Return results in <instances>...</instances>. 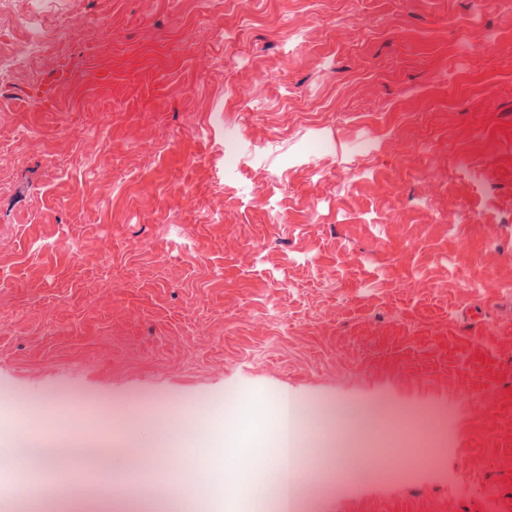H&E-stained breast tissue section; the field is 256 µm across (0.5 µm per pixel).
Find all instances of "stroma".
<instances>
[{"label":"stroma","instance_id":"1","mask_svg":"<svg viewBox=\"0 0 512 512\" xmlns=\"http://www.w3.org/2000/svg\"><path fill=\"white\" fill-rule=\"evenodd\" d=\"M0 0V448L130 441L155 404L285 393L443 409L436 469L346 458L315 512H512V5ZM494 43H487V36ZM218 487L168 512H275L250 460L161 448Z\"/></svg>","mask_w":512,"mask_h":512}]
</instances>
